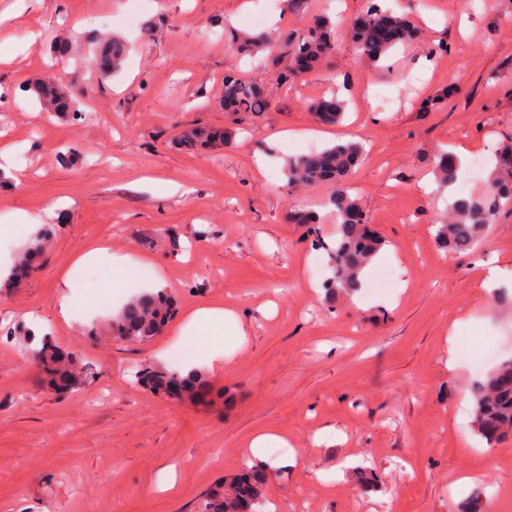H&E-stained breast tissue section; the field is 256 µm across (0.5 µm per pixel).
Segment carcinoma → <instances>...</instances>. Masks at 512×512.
Masks as SVG:
<instances>
[{
  "label": "carcinoma",
  "mask_w": 512,
  "mask_h": 512,
  "mask_svg": "<svg viewBox=\"0 0 512 512\" xmlns=\"http://www.w3.org/2000/svg\"><path fill=\"white\" fill-rule=\"evenodd\" d=\"M336 23L320 18L308 28L299 40L282 38L287 63L279 72L281 80L288 81L296 74L293 60L300 55L308 62L309 70L318 68L330 54L336 42ZM348 34L361 52L372 63L382 61L394 49L415 39V30L409 20L394 16L373 4L365 16L355 20ZM268 39L262 35L238 38L233 45L242 54L255 55L264 50ZM120 47L100 54L94 66L104 78L117 71L122 63ZM34 91L56 112H73L71 99L47 79L38 81ZM224 102L230 110L239 113H259L267 109L269 100L262 89L233 76H224ZM319 116L327 123L342 118V105L336 99L324 100L318 105ZM213 135L205 129H194L182 137L181 142L193 146H206ZM361 147L356 143L336 144L315 153L302 155L288 163L286 175L291 185H309L331 182L334 185L330 203L338 225L336 246L329 249L331 276L324 283L328 294L341 289L355 292L361 288L359 275L384 246L385 240L365 224V216L358 199L350 194L344 177L360 162ZM440 178L453 183L458 164L453 156L445 154L436 165ZM512 207V144L501 149L486 192L458 198L450 204L448 223L436 225L435 237L448 252L470 250L483 230L493 222L498 212ZM173 315L172 303L162 290L131 299L112 317V335L130 342H146L159 335ZM40 365L44 384L60 392L79 389L88 380L87 370L79 367L73 357L63 353L56 345L45 341L33 350ZM136 382L155 393L196 400L207 392L206 375L198 370L187 372L180 368L166 369L155 365L140 367ZM473 429L489 445L500 442L512 434V360L500 363L486 379L476 386L473 410ZM265 476L261 468L243 467L226 481L215 485L199 499L195 512H266Z\"/></svg>",
  "instance_id": "1"
}]
</instances>
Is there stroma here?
I'll return each mask as SVG.
<instances>
[{"instance_id":"1","label":"stroma","mask_w":512,"mask_h":512,"mask_svg":"<svg viewBox=\"0 0 512 512\" xmlns=\"http://www.w3.org/2000/svg\"><path fill=\"white\" fill-rule=\"evenodd\" d=\"M384 4L416 26L411 46L374 64L342 33L319 69L282 83L233 37L300 35L370 0H279L259 27L254 0H0V223L36 221L0 236V268L42 240L28 274L0 290V512H193L244 458L288 512H459L479 488L489 512H512V437L490 446L472 427L476 382L512 358V208L473 250L435 240L449 192H481L512 139V0ZM114 38L123 66L103 79L92 52ZM228 73L263 86L268 109L225 111ZM43 76L80 119L36 100ZM333 96L346 114L326 125L313 105ZM193 127L223 131V146H179ZM347 141L365 151L349 185L386 241L365 275L387 284L330 302L327 254L292 215L314 213L334 239L332 187L288 185L285 165L308 144ZM461 146L469 160L444 184L434 161ZM101 245L137 259L122 287L108 260L76 267ZM151 264L176 314L150 341H119L109 321L145 292ZM492 266L505 273L488 290ZM202 307L234 311L242 329L218 343L219 366L194 353L187 317ZM24 328L93 378L70 394L43 388ZM191 355L230 401L135 381L142 365ZM264 432L284 446L251 454Z\"/></svg>"}]
</instances>
